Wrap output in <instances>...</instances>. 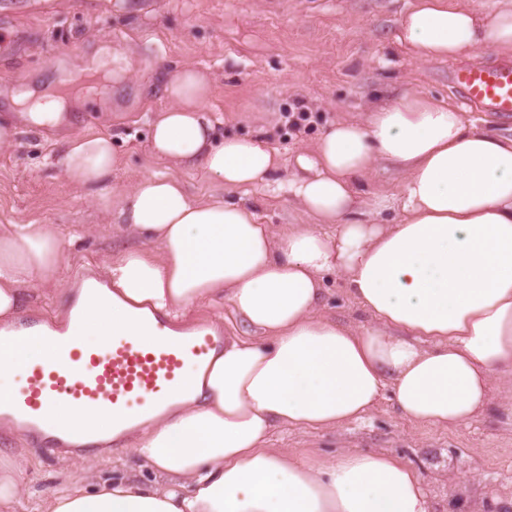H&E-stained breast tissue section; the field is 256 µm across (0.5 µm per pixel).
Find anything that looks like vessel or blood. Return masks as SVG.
I'll return each instance as SVG.
<instances>
[{
  "label": "vessel or blood",
  "mask_w": 512,
  "mask_h": 512,
  "mask_svg": "<svg viewBox=\"0 0 512 512\" xmlns=\"http://www.w3.org/2000/svg\"><path fill=\"white\" fill-rule=\"evenodd\" d=\"M449 81L463 104L512 119V60L463 64L450 71ZM164 328L157 323L149 341L137 335L107 336L93 348L83 346L74 332L47 337L48 360L27 369L23 387L0 403V416L16 419L54 447H90L94 434L88 422H54L49 411L69 405L90 413L108 410L115 426H123L187 390L191 379L186 365H202L222 344L204 332L172 340L164 336Z\"/></svg>",
  "instance_id": "1"
}]
</instances>
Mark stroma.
<instances>
[{
	"instance_id": "35a3bbf8",
	"label": "stroma",
	"mask_w": 512,
	"mask_h": 512,
	"mask_svg": "<svg viewBox=\"0 0 512 512\" xmlns=\"http://www.w3.org/2000/svg\"><path fill=\"white\" fill-rule=\"evenodd\" d=\"M141 11L113 10L106 0H50L48 9L0 11V118L11 116V97L22 89L44 91L90 71L115 49H130L131 74L100 94L75 99L74 119L21 128L15 143L0 149V225L49 224L61 236L79 227L88 234L70 253L61 283L87 264H103L131 246L115 234L113 212L68 185L62 159L71 138L116 133L119 165L105 193H119L141 176L175 172L154 158L149 137L156 112L166 108L167 76L189 65L213 81L209 110L224 136L264 135L283 157L281 178L311 152L325 129L361 117L380 100L417 92L457 103L448 72L458 63L497 58L491 48L429 61L395 39L412 0H145ZM308 119L292 129L287 113ZM263 223L272 230L310 226L302 208L283 191L251 192ZM322 316L354 326L368 315L351 300L342 276L325 283ZM512 383L491 387V409L454 428L410 423L384 394L362 420L328 430L276 431L273 444L313 461L352 448L397 456L418 470L432 512H512ZM21 457V478L31 493L18 512L59 481L58 449L34 446L0 432V450Z\"/></svg>"
}]
</instances>
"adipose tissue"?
Listing matches in <instances>:
<instances>
[{
    "label": "adipose tissue",
    "instance_id": "1",
    "mask_svg": "<svg viewBox=\"0 0 512 512\" xmlns=\"http://www.w3.org/2000/svg\"><path fill=\"white\" fill-rule=\"evenodd\" d=\"M398 38L432 61L512 51V6L483 13L412 0ZM211 89L190 66L168 76L150 151L224 195L204 201L180 175L142 176L120 192L116 228L143 245L101 266L98 288L85 279L71 293L85 308L87 346L136 333L139 318L182 326L219 301L249 333L225 336L190 393L138 421L140 475L108 470L113 417L100 412L91 466L33 512H431L420 474L400 459L347 449L308 463L269 442L279 427L359 420L387 388L406 421L455 426L486 408L494 380L512 377V137L445 101L404 94L336 122L297 156L287 190L316 224L276 233L238 194L267 183L279 152L258 137L220 136ZM381 162L403 170L397 192L361 196ZM118 163L111 136L85 134L68 141L63 174L93 199ZM363 208L394 221L355 219ZM77 242L47 224L0 225V325L57 283ZM336 274L371 324L319 315L322 285ZM48 354L37 339L0 350V397L7 379Z\"/></svg>",
    "mask_w": 512,
    "mask_h": 512
}]
</instances>
